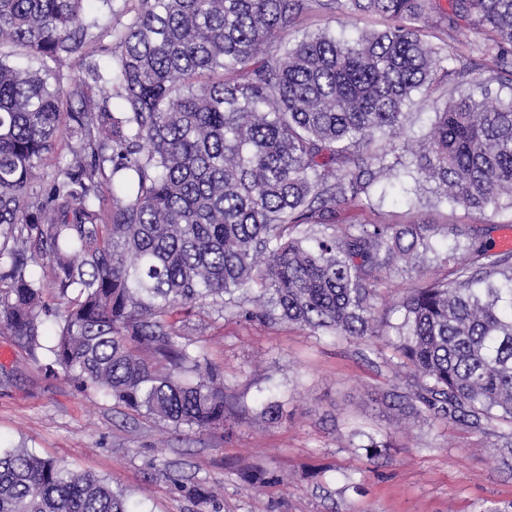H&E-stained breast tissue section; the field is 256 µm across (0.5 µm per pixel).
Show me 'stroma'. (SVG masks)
<instances>
[{
	"mask_svg": "<svg viewBox=\"0 0 512 512\" xmlns=\"http://www.w3.org/2000/svg\"><path fill=\"white\" fill-rule=\"evenodd\" d=\"M381 19L312 12L289 39L322 30L348 39L383 29ZM450 93L413 94L409 120L395 148L425 133ZM365 224L432 225L437 251L424 268L443 277L448 245L458 231L497 244L512 229V210L478 213L436 199L401 176L397 193L373 208L355 211ZM194 337L224 371V385L246 410L230 433H163L149 420L100 394L82 391L50 373L0 336V446H25L66 467L108 478L130 493L141 512H478L485 502L512 501V470L486 438L436 420L403 430L386 392L407 382L389 336L368 342L319 336L285 322L262 323L195 316ZM276 392L283 404L278 422L256 415L257 398ZM390 441L386 455L358 447V431ZM168 466L182 485L160 478ZM261 467L274 475L248 485L243 471ZM202 484L215 500L195 502L187 493Z\"/></svg>",
	"mask_w": 512,
	"mask_h": 512,
	"instance_id": "1",
	"label": "stroma"
}]
</instances>
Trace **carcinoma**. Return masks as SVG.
Wrapping results in <instances>:
<instances>
[{"label": "carcinoma", "instance_id": "obj_1", "mask_svg": "<svg viewBox=\"0 0 512 512\" xmlns=\"http://www.w3.org/2000/svg\"><path fill=\"white\" fill-rule=\"evenodd\" d=\"M132 2L117 28L101 22L113 0H0V336L163 428L218 432L237 401L184 315L369 340L379 287L415 272L391 326L399 410L494 437L511 459L512 251L471 235L429 279L413 259L435 251L430 225L347 211L398 180L379 143L447 77L454 96L405 146L415 172L456 206L512 209V93L491 89L512 78V0H448L433 28L459 35L453 51L422 38L429 0ZM315 10L388 24L288 45ZM63 133L69 159L49 172ZM258 407L280 418L276 401ZM358 435L371 457L390 447ZM0 512L135 510L103 477L0 448Z\"/></svg>", "mask_w": 512, "mask_h": 512}]
</instances>
